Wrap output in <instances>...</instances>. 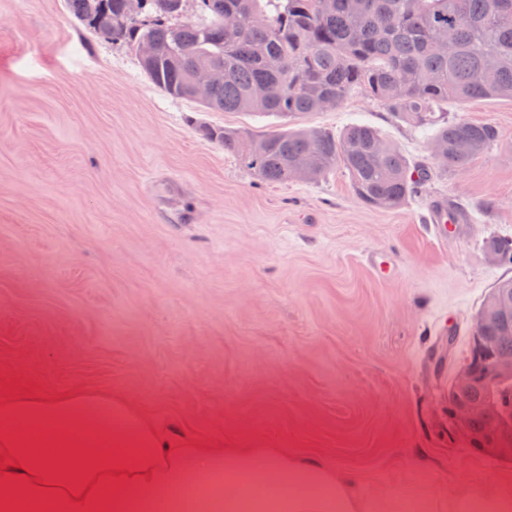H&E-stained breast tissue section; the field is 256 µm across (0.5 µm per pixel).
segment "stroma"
Segmentation results:
<instances>
[{
    "label": "stroma",
    "instance_id": "obj_1",
    "mask_svg": "<svg viewBox=\"0 0 512 512\" xmlns=\"http://www.w3.org/2000/svg\"><path fill=\"white\" fill-rule=\"evenodd\" d=\"M441 110L499 131L460 174L361 90L294 117L213 111L65 0H0V397L121 396L195 438L320 459L387 512L512 487L446 412L471 319L512 278L484 247L512 237V99ZM352 124L428 181L374 208L342 168L266 184L201 133ZM438 202L467 223L437 233Z\"/></svg>",
    "mask_w": 512,
    "mask_h": 512
}]
</instances>
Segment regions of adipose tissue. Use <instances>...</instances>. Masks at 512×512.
<instances>
[{
  "label": "adipose tissue",
  "instance_id": "ef3b65f1",
  "mask_svg": "<svg viewBox=\"0 0 512 512\" xmlns=\"http://www.w3.org/2000/svg\"><path fill=\"white\" fill-rule=\"evenodd\" d=\"M381 512L335 467L279 448L195 440L127 399L0 401V512ZM448 512H512V491L459 489Z\"/></svg>",
  "mask_w": 512,
  "mask_h": 512
}]
</instances>
